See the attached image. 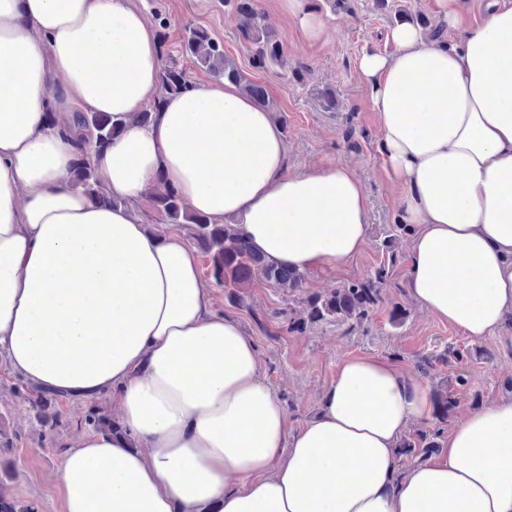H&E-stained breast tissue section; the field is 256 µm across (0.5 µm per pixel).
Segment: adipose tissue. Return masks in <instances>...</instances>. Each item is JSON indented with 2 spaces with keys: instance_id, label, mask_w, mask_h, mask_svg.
I'll return each instance as SVG.
<instances>
[{
  "instance_id": "obj_1",
  "label": "adipose tissue",
  "mask_w": 512,
  "mask_h": 512,
  "mask_svg": "<svg viewBox=\"0 0 512 512\" xmlns=\"http://www.w3.org/2000/svg\"><path fill=\"white\" fill-rule=\"evenodd\" d=\"M450 44L392 28L364 55L378 150L411 225L410 297L473 339L512 314V0ZM152 26L126 0H0V362L40 389L110 395L123 428L82 434L59 468L64 512H512V401L461 418L442 456L400 470L428 385L343 360L297 430L237 320L215 312L195 251L135 207L176 189L266 261L337 268L368 242L345 164L288 172L280 127L236 85L158 99ZM160 100L154 120L135 114ZM56 112L58 125L47 122ZM76 112L121 131L95 158V204L69 184Z\"/></svg>"
}]
</instances>
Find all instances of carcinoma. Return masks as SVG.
<instances>
[{
    "label": "carcinoma",
    "instance_id": "cac0c4a2",
    "mask_svg": "<svg viewBox=\"0 0 512 512\" xmlns=\"http://www.w3.org/2000/svg\"><path fill=\"white\" fill-rule=\"evenodd\" d=\"M225 3L235 8L240 18L242 35L253 45L254 64L262 68L282 64L285 57L283 45L263 23V13L257 0H225ZM184 49L187 55L193 57L215 78L238 86L259 106L268 105V91L265 86L248 78L226 57L224 46L211 38L205 30L190 29ZM162 84L167 93H178L189 87L185 73L175 65L164 68ZM75 121L79 125L93 128L96 138L91 145L85 142L76 144V158L70 171L71 184L80 188L94 202L110 206L121 204L120 199L107 196L100 190L91 162L92 154L104 149L119 134L120 124L112 122L109 114L100 112H77ZM154 205L171 222L194 225L198 246L210 256L211 274L217 282L229 289V297H238V290L248 287L257 279L277 288H287L293 292L304 291L305 273L267 262L234 230L213 222L203 214L187 210L175 189L169 188L158 194ZM387 276L388 270L383 265L373 274L349 281L327 294L305 295L302 297L303 316L291 322L290 330H298L308 322L322 320H366L382 302ZM457 399L458 393L448 389L434 395L433 413L438 422L448 420V414L455 407ZM439 437L440 431L436 430L404 438L398 445V456L434 453L440 448Z\"/></svg>",
    "mask_w": 512,
    "mask_h": 512
}]
</instances>
